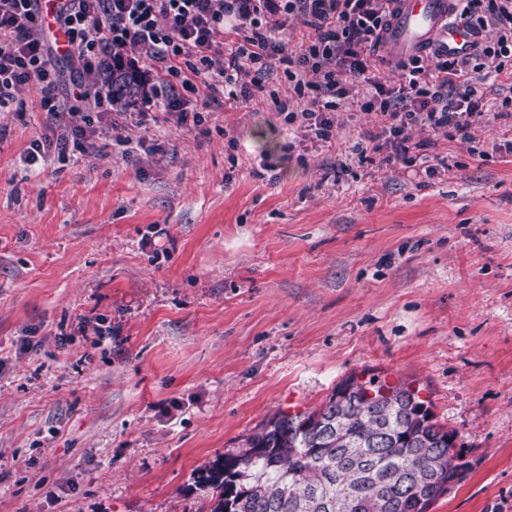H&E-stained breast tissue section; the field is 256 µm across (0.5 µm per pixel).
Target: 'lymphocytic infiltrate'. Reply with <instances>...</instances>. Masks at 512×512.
<instances>
[{"instance_id": "1", "label": "lymphocytic infiltrate", "mask_w": 512, "mask_h": 512, "mask_svg": "<svg viewBox=\"0 0 512 512\" xmlns=\"http://www.w3.org/2000/svg\"><path fill=\"white\" fill-rule=\"evenodd\" d=\"M395 0H67L57 20L69 37L66 57L82 72L95 71L108 48L130 47L155 63L165 78L178 79L162 104L176 124L199 119L187 94L206 89L209 100H228L262 90L261 79L282 71L293 86L296 109L278 95L270 100L305 137L330 141L341 127L337 111L357 104L379 114L378 129L365 132L359 160L407 165L417 129L472 140L477 125L497 120L488 111L484 87L490 77H512V0H453L451 15L473 40L469 52L444 57L438 48L399 60L389 84L376 52L394 16ZM40 0H0V110L24 87H36L51 120L68 116L55 139L58 159L93 147L96 129L88 117L57 93L56 53L43 37ZM312 31L299 49L274 36L288 20ZM243 35L224 52L225 25Z\"/></svg>"}]
</instances>
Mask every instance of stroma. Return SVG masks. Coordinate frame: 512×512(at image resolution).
<instances>
[{"label": "stroma", "mask_w": 512, "mask_h": 512, "mask_svg": "<svg viewBox=\"0 0 512 512\" xmlns=\"http://www.w3.org/2000/svg\"><path fill=\"white\" fill-rule=\"evenodd\" d=\"M115 119L33 163L36 89L0 112V512H201L198 467L352 375L455 432L431 512H512V117L474 132L500 150L422 131L391 168L359 162L379 118L352 106L324 144L258 91Z\"/></svg>", "instance_id": "stroma-1"}]
</instances>
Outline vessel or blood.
I'll list each match as a JSON object with an SVG mask.
<instances>
[{
  "mask_svg": "<svg viewBox=\"0 0 512 512\" xmlns=\"http://www.w3.org/2000/svg\"><path fill=\"white\" fill-rule=\"evenodd\" d=\"M65 0H43L42 22L53 31L58 49H66L67 35L56 27L55 16ZM397 12L386 33L385 42L395 55L406 57L441 48L444 54H463L471 40L461 25L451 23L449 0H398Z\"/></svg>",
  "mask_w": 512,
  "mask_h": 512,
  "instance_id": "vessel-or-blood-1",
  "label": "vessel or blood"
}]
</instances>
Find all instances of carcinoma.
<instances>
[{"label":"carcinoma","mask_w":512,"mask_h":512,"mask_svg":"<svg viewBox=\"0 0 512 512\" xmlns=\"http://www.w3.org/2000/svg\"><path fill=\"white\" fill-rule=\"evenodd\" d=\"M95 85L126 109L150 98L147 75L112 50ZM418 390L350 377L314 411H279L247 448L196 470L210 512H427L468 462Z\"/></svg>","instance_id":"carcinoma-1"}]
</instances>
